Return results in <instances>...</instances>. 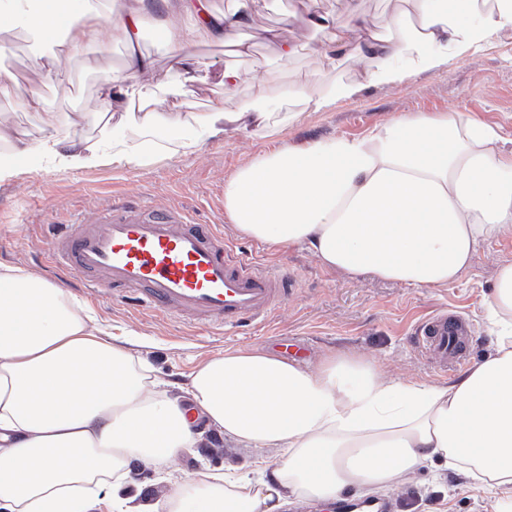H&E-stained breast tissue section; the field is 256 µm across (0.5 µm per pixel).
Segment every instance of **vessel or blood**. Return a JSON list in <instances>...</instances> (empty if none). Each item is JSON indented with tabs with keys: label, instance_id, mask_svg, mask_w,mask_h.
<instances>
[{
	"label": "vessel or blood",
	"instance_id": "obj_1",
	"mask_svg": "<svg viewBox=\"0 0 512 512\" xmlns=\"http://www.w3.org/2000/svg\"><path fill=\"white\" fill-rule=\"evenodd\" d=\"M49 262L96 290L221 329L265 321L295 283L287 267L236 251L215 225L188 211L149 210L133 200L58 226ZM467 332L462 314L440 310L417 326L414 342L444 372L460 361L459 338Z\"/></svg>",
	"mask_w": 512,
	"mask_h": 512
}]
</instances>
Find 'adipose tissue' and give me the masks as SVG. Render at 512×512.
Listing matches in <instances>:
<instances>
[{
	"label": "adipose tissue",
	"mask_w": 512,
	"mask_h": 512,
	"mask_svg": "<svg viewBox=\"0 0 512 512\" xmlns=\"http://www.w3.org/2000/svg\"><path fill=\"white\" fill-rule=\"evenodd\" d=\"M254 4L235 0L218 16L207 0H180V22L160 24L163 47L180 56L201 40L235 41ZM27 14L59 33L58 62L101 35L90 0L68 11L29 0ZM305 24L322 37V66L352 53L367 64L363 79L325 93L296 84L304 110L319 112L512 34V0H401L377 27L353 4L348 21L314 11ZM240 80L225 70V95L209 111L139 114L140 141L116 136L101 151L58 138L52 148L71 168L140 165L299 120L265 111L267 79L251 104L228 111ZM224 214L246 238L303 249L349 279L445 288L484 245L512 234V137L474 118L401 112L363 137L256 157L225 179ZM485 318L491 352L448 381L392 379L371 360L336 353L310 366L229 348L174 395L65 289L0 265V512H288L348 491L385 494L437 462L481 485L489 512H512V262L496 269ZM199 420L257 454L244 468L206 465L170 481L167 465L201 442ZM135 463L169 481L167 491L135 488Z\"/></svg>",
	"instance_id": "obj_1"
}]
</instances>
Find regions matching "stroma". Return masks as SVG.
<instances>
[{"label": "stroma", "instance_id": "stroma-1", "mask_svg": "<svg viewBox=\"0 0 512 512\" xmlns=\"http://www.w3.org/2000/svg\"><path fill=\"white\" fill-rule=\"evenodd\" d=\"M131 0H112V13L102 22L99 41L62 65L58 78L46 75L54 45L29 31L16 0H0V23L15 36L0 54V75L10 90L0 94V125L14 137L40 147L50 134L86 145L101 136L97 114L106 82L119 90L133 87L158 112H204L210 100L224 93V70L234 67L242 80L229 108L251 99L253 84L273 76V97L291 99L299 82L324 90L360 75L363 63L351 58L337 68L319 63L316 35L293 18L309 0H257L252 18L242 30L249 55L217 41L197 43L193 61L178 62L153 44L154 19L170 14L171 0H150L151 19L138 39L140 51L153 61L145 74L126 71L127 45L117 16ZM299 44L295 57L278 52L281 40ZM59 115L56 132L47 131L38 112L27 106L31 95ZM399 112H443L470 116L506 136L512 135V35L492 46L452 61L435 73H421L389 86L368 87L360 97L340 99L328 110L306 112L277 135L265 138L231 132L223 139L180 152L154 157L139 166L62 168L44 159L0 182V263L42 273L48 259V227L77 216L91 217L111 205L113 198L130 196L149 207L191 210L196 219L217 225L225 241L243 252H254L294 273L296 291L275 312L270 326L237 332L208 325H186L164 312L139 307L132 300L115 301L84 288L66 276L64 288L107 326L116 340H132L135 355L146 360L157 376L186 383L202 361L227 348H252L307 362L336 352L374 359L396 378L440 380L441 375L412 343L415 323L437 309L463 313L472 328L467 359L476 361L489 347L482 313L493 290L495 271L512 261V236L505 234L480 250L473 266L445 288L419 289L403 284L346 276L324 269L304 250L255 242L238 235L224 215V180L257 155L285 145H300L323 137H356L386 123ZM199 448L169 465L172 477L194 471L199 460L211 466L244 465L253 457L249 448H234L215 432L204 434ZM386 499L392 512H486L487 493L466 486L453 470L419 469Z\"/></svg>", "mask_w": 512, "mask_h": 512}]
</instances>
